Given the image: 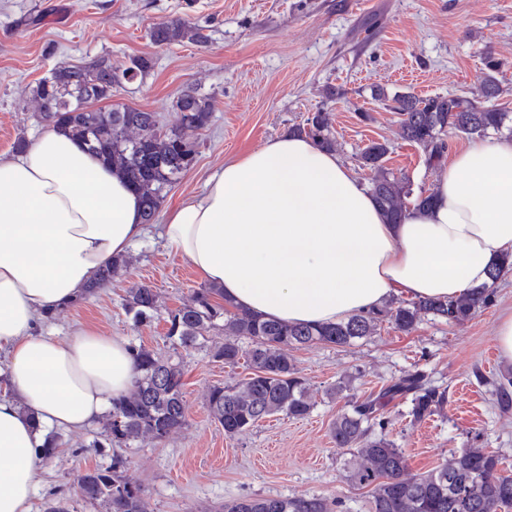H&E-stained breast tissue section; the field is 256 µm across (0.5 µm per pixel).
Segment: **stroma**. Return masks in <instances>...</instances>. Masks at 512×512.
<instances>
[{"label": "stroma", "mask_w": 512, "mask_h": 512, "mask_svg": "<svg viewBox=\"0 0 512 512\" xmlns=\"http://www.w3.org/2000/svg\"><path fill=\"white\" fill-rule=\"evenodd\" d=\"M175 18L202 27L207 43L156 46L153 24ZM101 56L117 66L131 56L150 59L145 80L114 88L112 100L158 113L162 123L174 122L172 105L187 87L211 99V123L196 137L197 162L168 193L169 205L199 197L226 160L305 125L319 110L329 114L336 154L360 180L370 175L357 155L380 140L391 146L388 169L409 177L413 191L432 189L438 170L403 139L392 101L373 96L378 88L473 97L492 58L504 88L500 102L512 112V0H0V154L40 131L32 89L41 78ZM365 112L370 120H362ZM129 257L127 273L42 329L63 338L89 325L179 363L186 424L164 441L145 437L119 449L100 445L99 423L60 430L53 457L37 464L32 512L54 497L69 499L70 512H106L78 496L76 477L109 467L116 455L143 486L149 512H220L234 500L277 495H319L336 500L335 512H368V491L344 479L350 454L332 442L330 425L349 401L416 368L447 389L448 403L420 423L411 422L408 402L387 406L391 438L411 472L432 470L451 449L478 447L497 452L512 475V411L499 409L492 385L507 369L496 331L512 309V276L499 281L492 305L461 324L425 320L409 334L387 325L350 346L292 349L314 394L310 415H276L229 438L207 395L247 376L248 367L215 361L221 331L188 348L167 337L169 312L189 302L203 280L164 247L154 224ZM141 283L154 289L158 307L144 325L124 307L129 288Z\"/></svg>", "instance_id": "obj_1"}]
</instances>
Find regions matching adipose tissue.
Segmentation results:
<instances>
[{
    "label": "adipose tissue",
    "instance_id": "adipose-tissue-1",
    "mask_svg": "<svg viewBox=\"0 0 512 512\" xmlns=\"http://www.w3.org/2000/svg\"><path fill=\"white\" fill-rule=\"evenodd\" d=\"M434 193L429 209L387 223L335 153L285 134L167 207L161 239L237 307L333 324L394 297H457L512 254V139L454 150ZM142 210L133 187L53 128L0 156V512H31L53 429L97 422L133 384L123 338L38 328L145 236Z\"/></svg>",
    "mask_w": 512,
    "mask_h": 512
}]
</instances>
